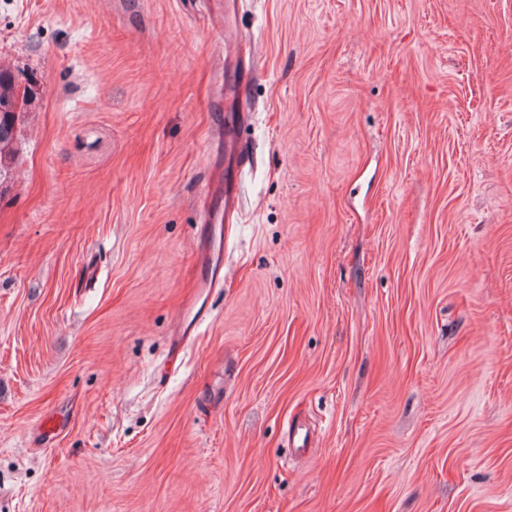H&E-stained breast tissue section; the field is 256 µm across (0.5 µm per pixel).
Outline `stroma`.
<instances>
[{"instance_id": "obj_1", "label": "stroma", "mask_w": 512, "mask_h": 512, "mask_svg": "<svg viewBox=\"0 0 512 512\" xmlns=\"http://www.w3.org/2000/svg\"><path fill=\"white\" fill-rule=\"evenodd\" d=\"M223 10L0 0V512H512V0ZM237 0H226L224 2V30L228 32L224 46V97H233L237 87L241 85L240 73L233 54L238 45L231 30V22L238 9ZM7 98L10 101L18 103L19 93L12 84V81L5 75V71L0 66V103L1 98ZM8 100L2 101L0 104V112H6L4 118L0 119V178L10 171L16 157V149L14 147V128L17 118L20 116L21 110L14 111V106ZM2 174V175H1ZM2 176V177H1Z\"/></svg>"}]
</instances>
